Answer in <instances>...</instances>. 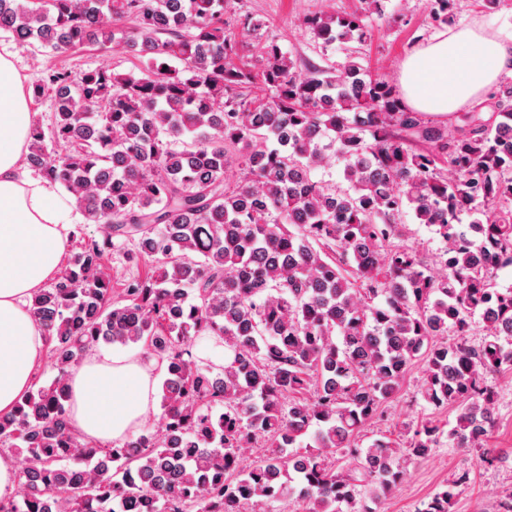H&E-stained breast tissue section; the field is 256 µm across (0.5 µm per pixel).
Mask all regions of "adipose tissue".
<instances>
[{
  "label": "adipose tissue",
  "mask_w": 512,
  "mask_h": 512,
  "mask_svg": "<svg viewBox=\"0 0 512 512\" xmlns=\"http://www.w3.org/2000/svg\"><path fill=\"white\" fill-rule=\"evenodd\" d=\"M505 74L512 75V37L481 23L414 46L400 64L398 93L412 111L445 116L480 103ZM30 104L23 77L0 55V416L14 411L44 362L45 333L29 307L61 267L70 241L66 215L75 205L25 162ZM166 366L127 349H88L69 381L73 428L99 443L139 433Z\"/></svg>",
  "instance_id": "adipose-tissue-1"
}]
</instances>
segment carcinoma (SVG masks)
<instances>
[{
	"instance_id": "cac0c4a2",
	"label": "carcinoma",
	"mask_w": 512,
	"mask_h": 512,
	"mask_svg": "<svg viewBox=\"0 0 512 512\" xmlns=\"http://www.w3.org/2000/svg\"><path fill=\"white\" fill-rule=\"evenodd\" d=\"M460 2L431 0L430 19ZM302 24L324 46L370 37L357 14ZM0 31L35 53L123 43L140 61L76 80L62 65L29 88L53 116L32 125L25 162L101 234L74 225L76 251L33 296L55 375L0 416L20 459L0 512H374L362 494L390 495L402 464L391 437L358 440L416 364L431 413L401 425L406 456L445 438L493 461L486 374L512 370V288L497 283L512 267V82L490 111L454 113L450 134L356 50L304 77L273 38L244 60L224 0H0ZM331 157L348 187L313 177ZM409 210L443 243L431 264L406 244ZM123 245L149 271L114 296L106 263ZM207 337L224 365L194 352ZM101 342L167 362L161 426L108 446L67 409L71 372ZM474 479L454 471L415 512H449Z\"/></svg>"
}]
</instances>
